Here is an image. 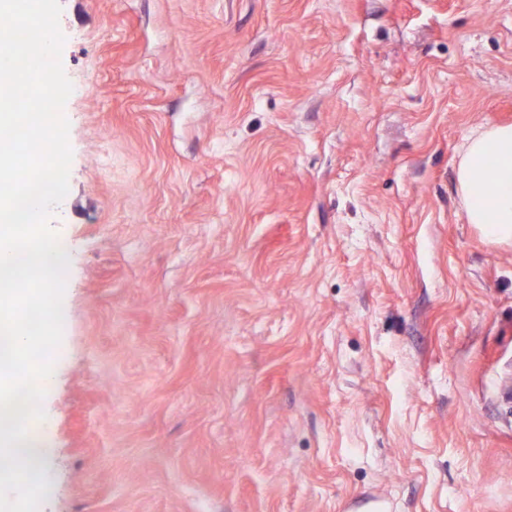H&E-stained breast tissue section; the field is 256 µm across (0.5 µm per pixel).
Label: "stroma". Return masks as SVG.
<instances>
[{
	"mask_svg": "<svg viewBox=\"0 0 512 512\" xmlns=\"http://www.w3.org/2000/svg\"><path fill=\"white\" fill-rule=\"evenodd\" d=\"M39 512H512V0H60ZM458 188L467 222L512 240V124H484L464 139Z\"/></svg>",
	"mask_w": 512,
	"mask_h": 512,
	"instance_id": "1",
	"label": "stroma"
}]
</instances>
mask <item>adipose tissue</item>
Instances as JSON below:
<instances>
[{"mask_svg": "<svg viewBox=\"0 0 512 512\" xmlns=\"http://www.w3.org/2000/svg\"><path fill=\"white\" fill-rule=\"evenodd\" d=\"M468 223L512 240V124H484L464 139L457 172Z\"/></svg>", "mask_w": 512, "mask_h": 512, "instance_id": "ef3b65f1", "label": "adipose tissue"}]
</instances>
